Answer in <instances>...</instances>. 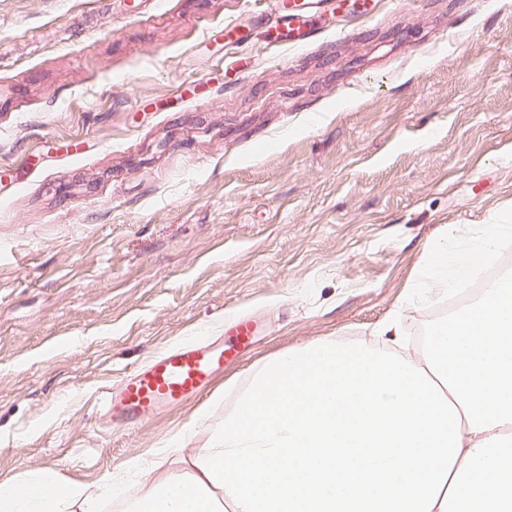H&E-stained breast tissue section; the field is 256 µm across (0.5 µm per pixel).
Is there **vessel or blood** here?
I'll return each instance as SVG.
<instances>
[{"mask_svg": "<svg viewBox=\"0 0 512 512\" xmlns=\"http://www.w3.org/2000/svg\"><path fill=\"white\" fill-rule=\"evenodd\" d=\"M224 370V352L189 342L132 372L108 398L112 416L145 418L174 408L210 387Z\"/></svg>", "mask_w": 512, "mask_h": 512, "instance_id": "obj_1", "label": "vessel or blood"}]
</instances>
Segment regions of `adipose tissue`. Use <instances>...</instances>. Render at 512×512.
Returning <instances> with one entry per match:
<instances>
[{
    "label": "adipose tissue",
    "instance_id": "obj_1",
    "mask_svg": "<svg viewBox=\"0 0 512 512\" xmlns=\"http://www.w3.org/2000/svg\"><path fill=\"white\" fill-rule=\"evenodd\" d=\"M512 239L504 218L437 242L417 285L462 288ZM181 477L150 483L134 512H512V272L436 324L416 362L333 340L255 369ZM0 512H100L118 487L26 473Z\"/></svg>",
    "mask_w": 512,
    "mask_h": 512
}]
</instances>
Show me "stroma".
I'll return each instance as SVG.
<instances>
[{"mask_svg": "<svg viewBox=\"0 0 512 512\" xmlns=\"http://www.w3.org/2000/svg\"><path fill=\"white\" fill-rule=\"evenodd\" d=\"M0 0V483L112 480L126 512L275 355L404 356L448 227L512 211V0ZM238 22L233 38L224 26ZM256 320L210 390L133 425L105 401L184 340Z\"/></svg>", "mask_w": 512, "mask_h": 512, "instance_id": "obj_1", "label": "stroma"}]
</instances>
